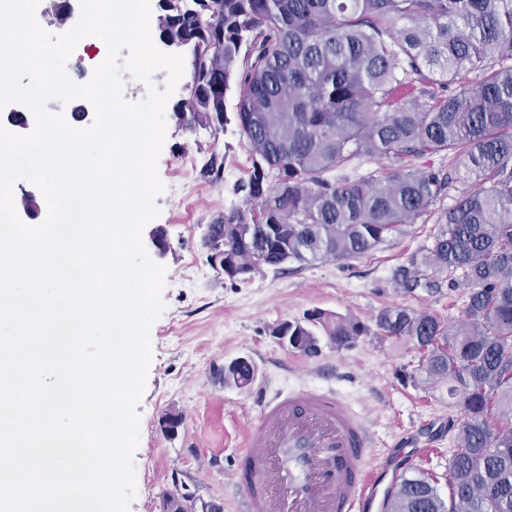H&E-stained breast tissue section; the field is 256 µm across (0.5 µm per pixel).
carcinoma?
Returning <instances> with one entry per match:
<instances>
[{
  "mask_svg": "<svg viewBox=\"0 0 512 512\" xmlns=\"http://www.w3.org/2000/svg\"><path fill=\"white\" fill-rule=\"evenodd\" d=\"M159 38L204 44L189 59L188 106L175 118L218 132L226 98L252 162L234 185L246 206L208 225L207 241L277 271L290 261L365 255L425 216L431 246L393 276L410 292L447 272L468 292L462 318L386 307L381 334L421 353L413 379L446 389L460 407V452L448 463L450 502L421 472L404 476L393 512H512V0H161ZM493 61L499 68L490 69ZM481 82L446 90L466 72ZM466 157L475 186L435 209L453 177L416 160ZM389 159L378 174L347 173L359 159ZM344 173L335 176L336 170ZM211 154L202 175L221 178ZM234 224L257 232L242 249ZM356 318L322 310L273 333L316 353L319 337L349 346L367 334ZM248 385L246 362L224 382Z\"/></svg>",
  "mask_w": 512,
  "mask_h": 512,
  "instance_id": "cac0c4a2",
  "label": "carcinoma"
}]
</instances>
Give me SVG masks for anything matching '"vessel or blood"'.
I'll list each match as a JSON object with an SVG mask.
<instances>
[{"label": "vessel or blood", "mask_w": 512, "mask_h": 512, "mask_svg": "<svg viewBox=\"0 0 512 512\" xmlns=\"http://www.w3.org/2000/svg\"><path fill=\"white\" fill-rule=\"evenodd\" d=\"M234 483L242 512H390L420 452L407 438L375 449L368 419L334 390H255Z\"/></svg>", "instance_id": "vessel-or-blood-1"}]
</instances>
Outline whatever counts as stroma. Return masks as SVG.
Segmentation results:
<instances>
[{
  "mask_svg": "<svg viewBox=\"0 0 512 512\" xmlns=\"http://www.w3.org/2000/svg\"><path fill=\"white\" fill-rule=\"evenodd\" d=\"M166 140L158 159L165 185L158 197L157 224L167 229L162 293L166 310L151 328L152 361L138 407L140 441L134 454L136 495L130 512H164L166 493L187 494L188 512H235L232 481L238 461V427L255 411L254 390L224 383V366L248 359L254 378L273 391L299 386L331 388L353 410L367 413L381 447L421 432L425 423L442 425L417 462L441 497H448V460L456 449L461 410L446 391L427 388L411 378L419 354L413 346L384 338L375 329L377 313L402 306L461 318L464 287H451L439 275V289L406 293L392 280L394 269L431 244L434 221L404 227L368 254L340 261L288 263L285 270L264 267L245 281H232L214 269L203 245L209 224L224 210L241 204L232 181L201 177L210 154L224 158L239 178L249 176L251 162L236 123L219 135L182 129L166 115ZM199 186L186 205L174 201L183 172ZM198 274L182 275L186 261ZM350 314L369 326L354 344L336 346L321 337L310 357L283 346L273 328L300 321L315 310ZM182 413L176 432L163 424L166 413Z\"/></svg>",
  "mask_w": 512,
  "mask_h": 512,
  "instance_id": "obj_1",
  "label": "stroma"
}]
</instances>
